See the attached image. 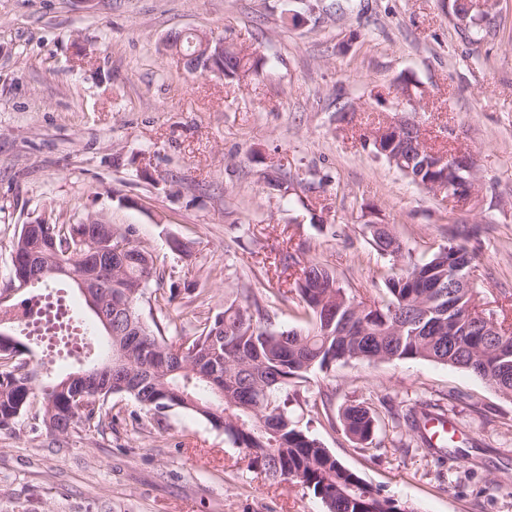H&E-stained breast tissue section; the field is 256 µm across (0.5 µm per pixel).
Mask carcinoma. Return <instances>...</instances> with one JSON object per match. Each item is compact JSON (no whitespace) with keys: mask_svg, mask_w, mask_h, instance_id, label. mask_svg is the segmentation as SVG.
<instances>
[{"mask_svg":"<svg viewBox=\"0 0 512 512\" xmlns=\"http://www.w3.org/2000/svg\"><path fill=\"white\" fill-rule=\"evenodd\" d=\"M450 9L471 40L485 30L489 12L467 10L451 0ZM265 60L238 50L224 60V79L239 81L242 71L260 75ZM436 149L415 139L402 150L399 171L409 170L412 182L425 181ZM376 251L401 263L385 281L386 298L366 305L343 288L324 265L310 261L298 269L287 293H296L312 315L304 330L270 331L260 306H229L200 333L173 343L157 335L141 319L138 302L160 271L148 248L128 225L100 224L98 239L77 243L82 224H39L19 229L12 247L10 287L18 290L53 280L50 272L69 273L99 255L110 239L128 244L124 260L112 265V363L97 365L100 377L93 391L81 379L67 375L45 387L35 385L37 370L28 362L0 368V430H10L40 402L35 426L56 442L69 437L76 422L96 430L103 427V406L124 393L143 408L161 413L173 408L198 414L224 430L227 440L246 450L250 467L267 478L294 480L311 489L327 512H414L406 503L385 496L357 471L342 465L309 432L301 429L289 404L288 387L314 370L336 362L426 360L465 370L512 398V319L496 318L494 332L473 322L466 332L455 329L456 314L448 313V293L465 305L477 301L476 288H448L454 278L476 281L475 254L469 240L474 229L453 235L421 261L412 259L388 224L366 225ZM0 358L27 346L16 336L3 335ZM428 405L403 415L410 429L430 421ZM345 432L360 445H369L377 418L366 406H347L341 413Z\"/></svg>","mask_w":512,"mask_h":512,"instance_id":"carcinoma-1","label":"carcinoma"}]
</instances>
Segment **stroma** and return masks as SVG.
Segmentation results:
<instances>
[{"instance_id":"stroma-1","label":"stroma","mask_w":512,"mask_h":512,"mask_svg":"<svg viewBox=\"0 0 512 512\" xmlns=\"http://www.w3.org/2000/svg\"><path fill=\"white\" fill-rule=\"evenodd\" d=\"M491 17L471 44L448 0H0V299L34 295L9 287L21 225L102 213L153 252L162 277L138 310L172 339L251 300L269 329L306 326L304 309L277 297L289 275L273 260L290 248L358 300L381 302L392 269L362 231L369 222L393 225L416 260L452 229L479 226L483 306L512 310V0H495ZM175 31L268 63L243 85L188 73L165 45ZM402 74L428 90L413 114L427 143L474 157L475 207L441 201L364 148V134L392 122ZM174 236L192 241L191 258L171 251ZM43 294L66 323L93 329L76 288ZM27 357L56 379L83 352L73 336L30 344ZM292 389L299 427L416 512H512V400L468 372L340 362ZM424 401L455 422L458 458L394 425ZM109 404L111 428L79 425L59 445L28 419L0 431V512H325L304 485L251 468L205 420L156 416L125 394ZM349 405L380 415L368 447L338 423Z\"/></svg>"}]
</instances>
